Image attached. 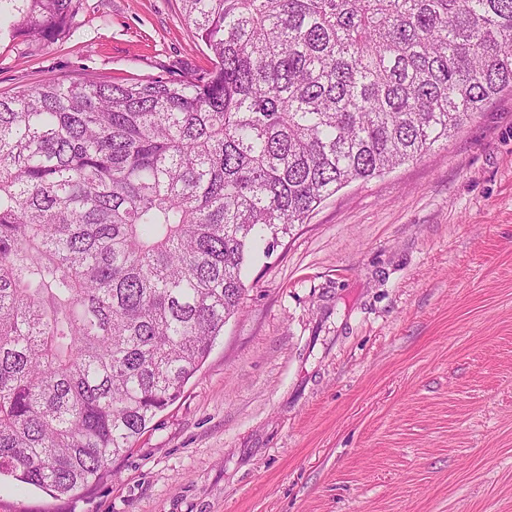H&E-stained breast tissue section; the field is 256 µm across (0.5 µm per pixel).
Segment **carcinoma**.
Wrapping results in <instances>:
<instances>
[{"label": "carcinoma", "mask_w": 512, "mask_h": 512, "mask_svg": "<svg viewBox=\"0 0 512 512\" xmlns=\"http://www.w3.org/2000/svg\"><path fill=\"white\" fill-rule=\"evenodd\" d=\"M212 68L0 94V476L59 502L174 403L244 269L512 91V0H183ZM73 0H0L58 38Z\"/></svg>", "instance_id": "obj_1"}]
</instances>
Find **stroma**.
I'll list each match as a JSON object with an SVG mask.
<instances>
[{
  "instance_id": "stroma-1",
  "label": "stroma",
  "mask_w": 512,
  "mask_h": 512,
  "mask_svg": "<svg viewBox=\"0 0 512 512\" xmlns=\"http://www.w3.org/2000/svg\"><path fill=\"white\" fill-rule=\"evenodd\" d=\"M0 93L212 67L182 0H74ZM240 314L74 512H512V92L248 265ZM0 478V512H50Z\"/></svg>"
}]
</instances>
